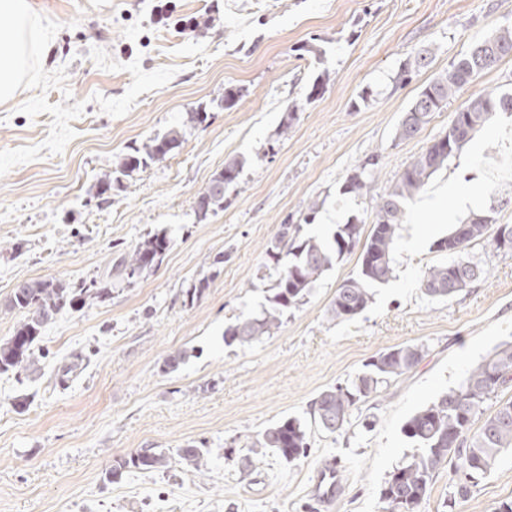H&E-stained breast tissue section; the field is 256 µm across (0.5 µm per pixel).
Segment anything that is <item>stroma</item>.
<instances>
[{
	"label": "stroma",
	"instance_id": "stroma-1",
	"mask_svg": "<svg viewBox=\"0 0 512 512\" xmlns=\"http://www.w3.org/2000/svg\"><path fill=\"white\" fill-rule=\"evenodd\" d=\"M56 42L34 55L18 95L0 104V340L23 318L7 309L31 279L108 282L45 329L36 376L0 374V512H320L309 489L336 462L343 490L330 512H384L381 490L414 451L404 423L457 387L479 362L512 342V254L484 240L469 250L480 277L453 297L424 294L435 242L473 213L512 224V112L495 111L471 143L431 176L461 192L438 212L409 203L392 248L393 273L373 285L353 320L331 319L339 285L360 266L344 254L272 335L227 344L224 330L267 305L277 271L267 253L280 224L328 241L337 225L375 222V203L406 167L447 132L472 98L512 93V55L460 88L412 138L397 126L418 93L471 46L512 26V0H35ZM166 11L158 20V11ZM323 60L299 53L304 43ZM424 66H414L417 55ZM411 78H397L403 65ZM324 90L307 94L316 77ZM242 97L225 107L224 90ZM295 118H288V107ZM207 113L204 123L188 122ZM182 134L166 160L124 178L106 198L98 179L130 148L170 129ZM243 169L224 208L199 220L198 195L226 161ZM377 160L356 197L347 177ZM318 203L313 223L303 217ZM454 213L443 224L439 211ZM166 234L161 264L112 275L120 252ZM202 295L186 292L200 280ZM422 348L421 361L358 403L343 430H313L311 452L288 464L243 446L289 417L308 418L324 390L354 379L379 352ZM180 351L176 370L165 359ZM201 448L202 470L177 451ZM142 448L167 468L109 473ZM447 471L421 512H495L512 500V449L469 497L448 507Z\"/></svg>",
	"mask_w": 512,
	"mask_h": 512
}]
</instances>
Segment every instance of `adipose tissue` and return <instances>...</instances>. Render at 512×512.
Masks as SVG:
<instances>
[{
    "label": "adipose tissue",
    "mask_w": 512,
    "mask_h": 512,
    "mask_svg": "<svg viewBox=\"0 0 512 512\" xmlns=\"http://www.w3.org/2000/svg\"><path fill=\"white\" fill-rule=\"evenodd\" d=\"M8 17V26L0 27V103L10 101L27 70L34 51L50 47L32 0H0V17Z\"/></svg>",
    "instance_id": "adipose-tissue-1"
}]
</instances>
